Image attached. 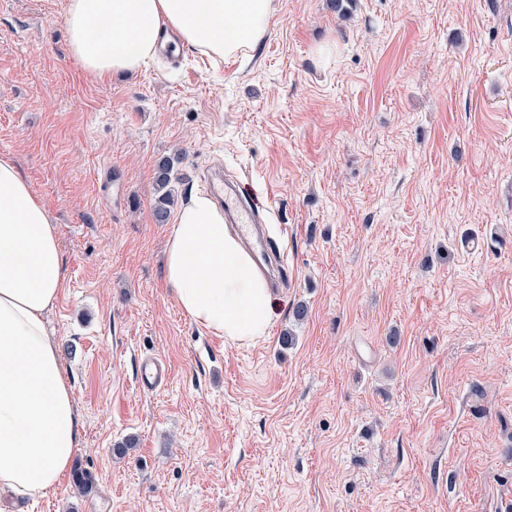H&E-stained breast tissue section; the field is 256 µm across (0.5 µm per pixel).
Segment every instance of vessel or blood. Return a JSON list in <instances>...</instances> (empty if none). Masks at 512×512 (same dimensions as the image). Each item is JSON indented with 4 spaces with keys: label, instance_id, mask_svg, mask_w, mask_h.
I'll use <instances>...</instances> for the list:
<instances>
[{
    "label": "vessel or blood",
    "instance_id": "1",
    "mask_svg": "<svg viewBox=\"0 0 512 512\" xmlns=\"http://www.w3.org/2000/svg\"><path fill=\"white\" fill-rule=\"evenodd\" d=\"M209 187L224 205L227 223L232 224L244 246L257 261L263 273H270L268 249L265 244V230L254 218L248 202L243 199L236 184L227 182L222 174H214L209 180ZM168 366L155 357L143 358L138 366L137 379L140 387L152 391L169 378Z\"/></svg>",
    "mask_w": 512,
    "mask_h": 512
}]
</instances>
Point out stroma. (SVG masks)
<instances>
[{
	"mask_svg": "<svg viewBox=\"0 0 512 512\" xmlns=\"http://www.w3.org/2000/svg\"><path fill=\"white\" fill-rule=\"evenodd\" d=\"M64 2L0 0V156L55 223L81 439L0 512H512V0H273L246 58L106 81ZM217 169L282 276L248 346L180 309L154 216ZM168 366L156 357H144L138 366L137 379L143 391H153L169 378Z\"/></svg>",
	"mask_w": 512,
	"mask_h": 512,
	"instance_id": "1",
	"label": "stroma"
}]
</instances>
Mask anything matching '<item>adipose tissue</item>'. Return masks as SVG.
Segmentation results:
<instances>
[{
  "mask_svg": "<svg viewBox=\"0 0 512 512\" xmlns=\"http://www.w3.org/2000/svg\"><path fill=\"white\" fill-rule=\"evenodd\" d=\"M270 0H66L72 54L95 78L143 68L162 28L200 52L242 56L264 35ZM166 274L181 309L232 342L266 334L273 303L224 215L195 195L169 230ZM65 278L56 229L14 161L0 157V489H56L80 442L79 416L44 322Z\"/></svg>",
  "mask_w": 512,
  "mask_h": 512,
  "instance_id": "adipose-tissue-1",
  "label": "adipose tissue"
}]
</instances>
